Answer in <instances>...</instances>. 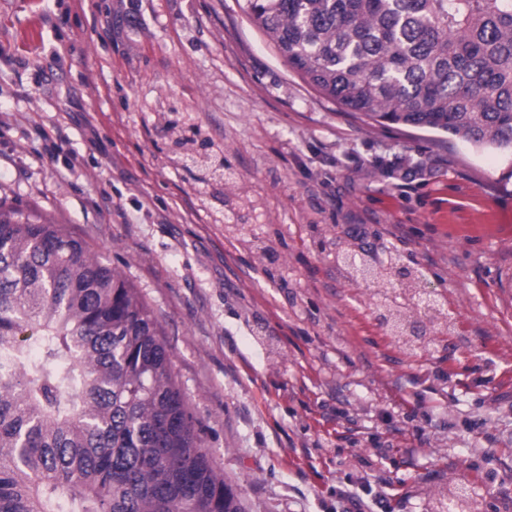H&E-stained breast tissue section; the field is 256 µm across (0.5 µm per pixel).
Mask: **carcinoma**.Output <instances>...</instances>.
Returning a JSON list of instances; mask_svg holds the SVG:
<instances>
[{"label":"carcinoma","mask_w":512,"mask_h":512,"mask_svg":"<svg viewBox=\"0 0 512 512\" xmlns=\"http://www.w3.org/2000/svg\"><path fill=\"white\" fill-rule=\"evenodd\" d=\"M307 84L381 126L512 155V0H244ZM411 268L394 325L447 322ZM0 512H246L161 325L65 224L0 199Z\"/></svg>","instance_id":"cac0c4a2"}]
</instances>
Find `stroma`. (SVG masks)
Returning a JSON list of instances; mask_svg holds the SVG:
<instances>
[{"instance_id":"35a3bbf8","label":"stroma","mask_w":512,"mask_h":512,"mask_svg":"<svg viewBox=\"0 0 512 512\" xmlns=\"http://www.w3.org/2000/svg\"><path fill=\"white\" fill-rule=\"evenodd\" d=\"M0 198L138 289L248 512H512V157L349 116L236 0H0ZM347 251L447 327L404 347Z\"/></svg>"}]
</instances>
